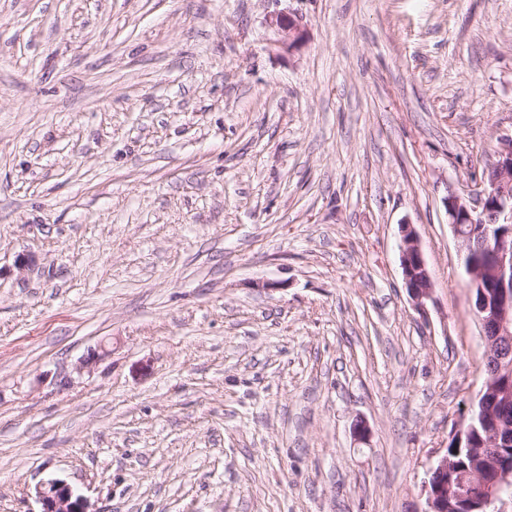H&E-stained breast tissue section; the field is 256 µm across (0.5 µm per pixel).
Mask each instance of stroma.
Returning <instances> with one entry per match:
<instances>
[{
  "label": "stroma",
  "mask_w": 512,
  "mask_h": 512,
  "mask_svg": "<svg viewBox=\"0 0 512 512\" xmlns=\"http://www.w3.org/2000/svg\"><path fill=\"white\" fill-rule=\"evenodd\" d=\"M506 135L512 0H0V512H417ZM266 24L279 36L276 41L278 46L288 53L301 47L307 38V32L294 18L282 12L270 14L266 18ZM400 262L408 294L419 311H424L430 299L432 279L425 262L420 240L413 224H400ZM39 512H91L87 501L70 484L58 478L43 481L36 489Z\"/></svg>",
  "instance_id": "35a3bbf8"
}]
</instances>
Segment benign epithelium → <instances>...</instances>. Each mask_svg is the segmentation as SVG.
<instances>
[{
  "mask_svg": "<svg viewBox=\"0 0 512 512\" xmlns=\"http://www.w3.org/2000/svg\"><path fill=\"white\" fill-rule=\"evenodd\" d=\"M266 24L277 35V44L292 52L301 47L307 32L294 18L282 12L267 16ZM444 205L448 224L459 244L462 258L474 251V225H502L499 232L485 231L478 245L490 263V275L497 288L487 292L482 285V269L464 264L471 291L470 307L484 315L482 324L491 326L484 337L485 357L496 367L494 377H512V136L499 140L497 161L490 179L483 180L473 193L449 192ZM400 262L408 294L422 311L430 299L432 279L414 225H400ZM512 484V465L505 459L499 439L494 447L467 463L451 459L448 453L432 463L421 486L423 506L418 512H448V500L455 501L454 512H508L512 498L502 489ZM40 512H89L87 501L70 484L49 478L36 489Z\"/></svg>",
  "mask_w": 512,
  "mask_h": 512,
  "instance_id": "benign-epithelium-1",
  "label": "benign epithelium"
}]
</instances>
